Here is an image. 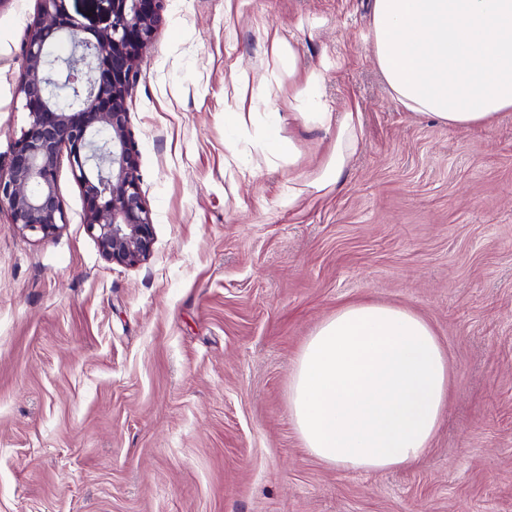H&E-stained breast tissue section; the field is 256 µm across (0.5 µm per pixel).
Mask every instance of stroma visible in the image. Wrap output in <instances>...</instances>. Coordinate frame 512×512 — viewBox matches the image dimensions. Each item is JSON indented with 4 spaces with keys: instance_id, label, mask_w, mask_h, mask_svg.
<instances>
[{
    "instance_id": "1",
    "label": "stroma",
    "mask_w": 512,
    "mask_h": 512,
    "mask_svg": "<svg viewBox=\"0 0 512 512\" xmlns=\"http://www.w3.org/2000/svg\"><path fill=\"white\" fill-rule=\"evenodd\" d=\"M372 9L165 0L127 99L147 261L102 256L65 159L56 235L0 217V512H512V112L458 132L403 107ZM37 11L0 0L1 166L30 122ZM314 69L362 129L321 195L308 183L335 134L288 108ZM241 107L246 130L225 118ZM269 127L301 139L296 170L258 150ZM365 301L422 317L448 357L446 415L406 471L323 463L288 412L307 336Z\"/></svg>"
}]
</instances>
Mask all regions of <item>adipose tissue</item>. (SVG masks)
<instances>
[{
  "label": "adipose tissue",
  "mask_w": 512,
  "mask_h": 512,
  "mask_svg": "<svg viewBox=\"0 0 512 512\" xmlns=\"http://www.w3.org/2000/svg\"><path fill=\"white\" fill-rule=\"evenodd\" d=\"M368 42L395 99L452 130L491 127L512 112V0H374ZM311 72L289 100L295 120L335 128L312 179L338 182L359 143L357 112L317 102ZM450 370L431 327L407 309L344 306L307 337L288 408L308 450L353 471L409 469L429 448L448 401Z\"/></svg>",
  "instance_id": "1"
}]
</instances>
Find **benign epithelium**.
Instances as JSON below:
<instances>
[{
  "mask_svg": "<svg viewBox=\"0 0 512 512\" xmlns=\"http://www.w3.org/2000/svg\"><path fill=\"white\" fill-rule=\"evenodd\" d=\"M24 44L20 86L30 123L16 140L7 168H0V213L23 231L55 235L65 223L56 189L62 154L80 182L89 231L102 256L135 266L153 253L155 236L140 190L139 153L129 130L126 99L133 62L156 32L164 0H108L107 25L83 36L66 0H38ZM68 40L82 67L68 70L63 100L54 90L52 49ZM105 126H99V123Z\"/></svg>",
  "mask_w": 512,
  "mask_h": 512,
  "instance_id": "obj_1",
  "label": "benign epithelium"
}]
</instances>
